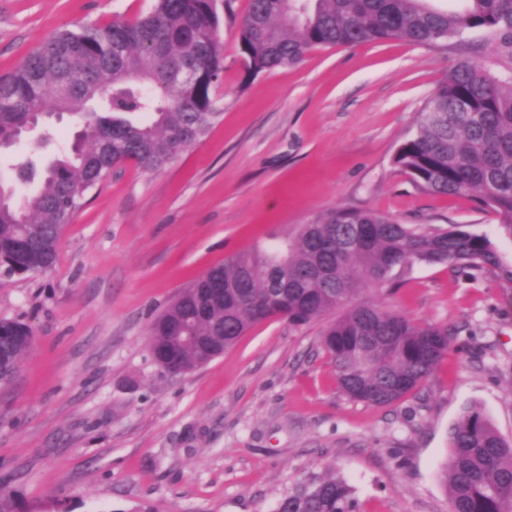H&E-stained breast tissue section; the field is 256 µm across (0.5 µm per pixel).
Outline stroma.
<instances>
[{"instance_id":"1","label":"stroma","mask_w":512,"mask_h":512,"mask_svg":"<svg viewBox=\"0 0 512 512\" xmlns=\"http://www.w3.org/2000/svg\"><path fill=\"white\" fill-rule=\"evenodd\" d=\"M153 0H0V76L63 29L132 20ZM225 15L224 113L152 177L116 172L66 225L55 265L0 277V319L35 340L0 385V488L21 512H275L333 468L359 512H448L439 478L462 410L512 439V285L420 266L382 297L458 336L421 389L371 407L338 389L327 324L261 322L186 375L152 359L148 330L178 291L237 251L268 247L331 209L512 236L469 196L433 194L392 163L454 47L401 41L318 49L248 77L247 0Z\"/></svg>"}]
</instances>
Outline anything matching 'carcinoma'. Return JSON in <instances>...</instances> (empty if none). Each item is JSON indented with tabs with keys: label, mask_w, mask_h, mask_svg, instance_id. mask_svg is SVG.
<instances>
[{
	"label": "carcinoma",
	"mask_w": 512,
	"mask_h": 512,
	"mask_svg": "<svg viewBox=\"0 0 512 512\" xmlns=\"http://www.w3.org/2000/svg\"><path fill=\"white\" fill-rule=\"evenodd\" d=\"M229 0H155L134 20L92 23L58 33L0 77V149L39 125L52 137L55 113L88 111L77 140L37 169L27 153L8 158L33 194L0 174V273L51 268L64 226L112 170L133 165L154 175L197 144L221 115L215 89L224 75L221 35ZM484 32L512 60V0H464L448 10L428 0H248L240 52L251 75L295 66L318 48L401 40L436 47ZM198 66L188 86L180 71ZM393 164L418 187L468 195L493 209L512 234V68L459 60L425 101ZM420 265H446L468 279L492 270L512 284L484 234L462 226L427 231L373 210L333 209L271 250L238 251L198 278L154 320L149 346L170 374L202 367L254 325L286 317L295 325L336 314L322 336L340 392L370 406L414 393L448 354L454 331L419 324L364 295H386ZM219 277L220 299L205 285ZM34 342L25 324L0 319V384L17 372ZM449 512H512V440L469 405L450 431L441 472ZM277 512H358L354 490L336 471L313 476L284 496Z\"/></svg>",
	"instance_id": "carcinoma-1"
}]
</instances>
